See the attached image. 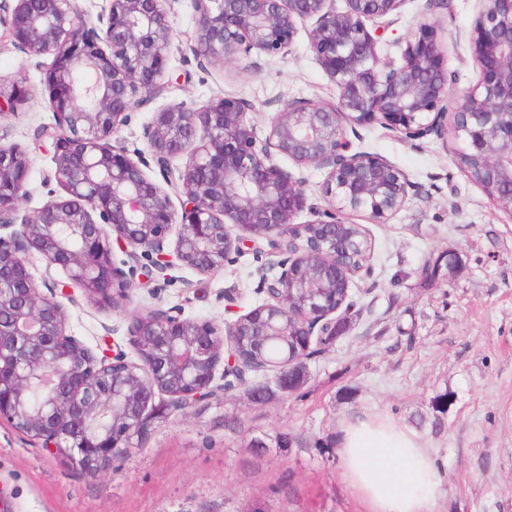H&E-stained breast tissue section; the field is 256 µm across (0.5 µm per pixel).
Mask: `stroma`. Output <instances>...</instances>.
<instances>
[{
  "instance_id": "35a3bbf8",
  "label": "stroma",
  "mask_w": 512,
  "mask_h": 512,
  "mask_svg": "<svg viewBox=\"0 0 512 512\" xmlns=\"http://www.w3.org/2000/svg\"><path fill=\"white\" fill-rule=\"evenodd\" d=\"M479 8L478 0H448L433 10L426 0H406L392 26L402 37L418 23L436 25L459 76L453 96L479 77L460 37ZM171 15L169 86L129 113L117 133L128 149L145 148L146 125L168 104L194 110L217 94L242 98L253 105L247 118L263 137L289 98L336 101L309 48V22H299L286 57L221 64L189 49L196 27L191 0H173ZM50 62L0 38V86L28 90L0 113V141L28 149L33 159L22 215L63 194L54 149L40 135L53 121L40 84ZM353 146L386 157L416 189L383 224L343 212L372 243V273L358 283L350 328L307 359L305 386L260 403L249 384L224 392L218 375L214 396L178 411L156 394L140 444L95 477L0 419V512H364L342 479L334 445L340 425L362 411L418 428L427 440L442 483L437 512H512V217L457 168L452 137L414 144L374 125ZM449 255L453 268L422 277L426 260ZM277 261L264 244L209 274L176 266L149 283L129 266L126 305L105 308L76 294L67 327L92 350L107 344L132 360L127 327L136 314L178 306L185 317L224 327L263 302L261 273ZM228 291L234 303L225 301ZM442 396L448 404L440 412ZM438 416L444 426L436 432L430 422ZM255 443L265 448L258 458L249 450Z\"/></svg>"
}]
</instances>
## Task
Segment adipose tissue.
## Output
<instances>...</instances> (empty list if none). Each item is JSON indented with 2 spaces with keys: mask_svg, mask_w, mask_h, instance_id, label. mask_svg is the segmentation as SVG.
<instances>
[{
  "mask_svg": "<svg viewBox=\"0 0 512 512\" xmlns=\"http://www.w3.org/2000/svg\"><path fill=\"white\" fill-rule=\"evenodd\" d=\"M342 479L365 512H435L440 481L422 435L397 421L359 413L336 434Z\"/></svg>",
  "mask_w": 512,
  "mask_h": 512,
  "instance_id": "1",
  "label": "adipose tissue"
}]
</instances>
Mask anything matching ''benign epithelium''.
Here are the masks:
<instances>
[{"label":"benign epithelium","instance_id":"obj_1","mask_svg":"<svg viewBox=\"0 0 512 512\" xmlns=\"http://www.w3.org/2000/svg\"><path fill=\"white\" fill-rule=\"evenodd\" d=\"M12 2L8 37L29 54L53 57L43 79L54 116L47 131L66 196L16 218L32 158L0 144V306L11 312L10 326H0V418L84 475L125 455L156 393L184 409L210 395L219 365L226 387L267 370L248 331L253 322L269 341L305 337V346L274 361L278 375L336 336L345 305L336 289L351 297L355 279L371 271L367 234L351 232L339 213L361 211L383 224L413 190L387 158L353 149L359 130L379 125L408 141L450 130L458 168L512 215V0H480L466 33L479 79L454 100L455 75L434 25L394 41L397 60L381 55L385 26H367L407 0H344L342 10L336 0H193L192 50L208 46L211 61L284 57L298 22L312 21L310 47L337 101H287L263 139L240 98L215 95L192 111L168 105L145 131L146 155L112 138L128 112L166 91L169 0H103L94 21L75 0ZM279 156L326 171L323 192L334 209L295 223L306 205L304 178L280 167ZM259 238L282 256L280 272L263 280L267 299L222 331L179 307L149 310L128 326L136 362L121 352L100 358L67 332L72 289L103 307L129 300L116 248L134 262L156 255L142 267L149 284L176 262L208 274ZM285 238L296 248L285 249ZM34 254L64 274L48 295L31 272Z\"/></svg>","mask_w":512,"mask_h":512}]
</instances>
